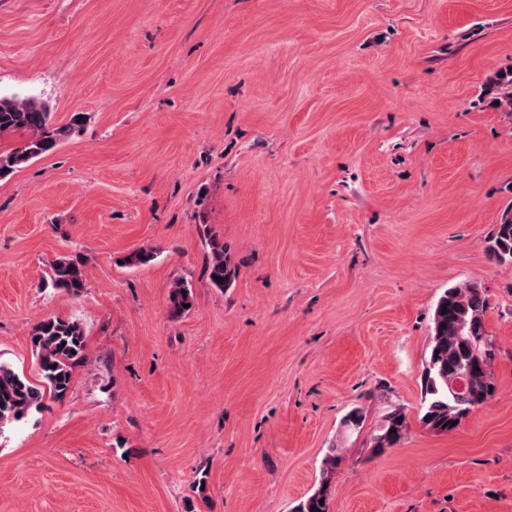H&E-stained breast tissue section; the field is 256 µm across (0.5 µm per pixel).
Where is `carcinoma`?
I'll return each instance as SVG.
<instances>
[{"mask_svg":"<svg viewBox=\"0 0 512 512\" xmlns=\"http://www.w3.org/2000/svg\"><path fill=\"white\" fill-rule=\"evenodd\" d=\"M85 117L77 113L66 124L54 122L49 106L34 97L0 98V179L18 167L54 150L83 129ZM7 136L19 138V145L1 143ZM208 277L212 285L224 289L232 283L237 267L227 246L211 243ZM488 258L500 263L512 257V217L503 214L485 248ZM220 280H215V277ZM51 286L80 292L85 288L81 264L59 259L52 266ZM193 292L188 283L177 281L169 294L171 312L187 311ZM488 300L485 289L475 282H463L445 289L432 315L429 350L423 363L419 422L427 431L445 435L463 423L467 413L487 405L496 392L492 371L494 336L486 326ZM30 343L40 369L41 380L31 382L10 364L0 361V436L44 407V395L63 399L71 386L73 369L87 359L84 331L74 320L48 317L35 323ZM366 421L365 409L349 410L342 425L359 433ZM408 432L404 409L386 407L369 432L366 452L380 457L399 446ZM342 460L340 449L332 447L322 460L319 486L300 499L291 512H328L330 484Z\"/></svg>","mask_w":512,"mask_h":512,"instance_id":"cac0c4a2","label":"carcinoma"}]
</instances>
